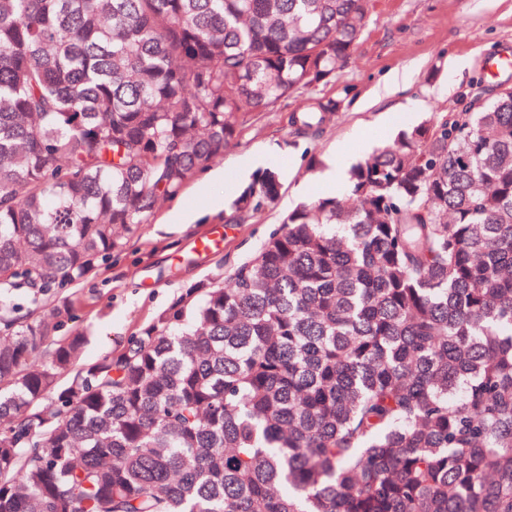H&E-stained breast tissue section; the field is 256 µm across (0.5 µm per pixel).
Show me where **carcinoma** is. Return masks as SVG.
Here are the masks:
<instances>
[{
    "mask_svg": "<svg viewBox=\"0 0 512 512\" xmlns=\"http://www.w3.org/2000/svg\"><path fill=\"white\" fill-rule=\"evenodd\" d=\"M368 11L0 0V512H512V93L402 133L349 171L356 205L296 207L62 385L72 303L14 302L107 265ZM278 189L257 173L227 222Z\"/></svg>",
    "mask_w": 512,
    "mask_h": 512,
    "instance_id": "cac0c4a2",
    "label": "carcinoma"
}]
</instances>
